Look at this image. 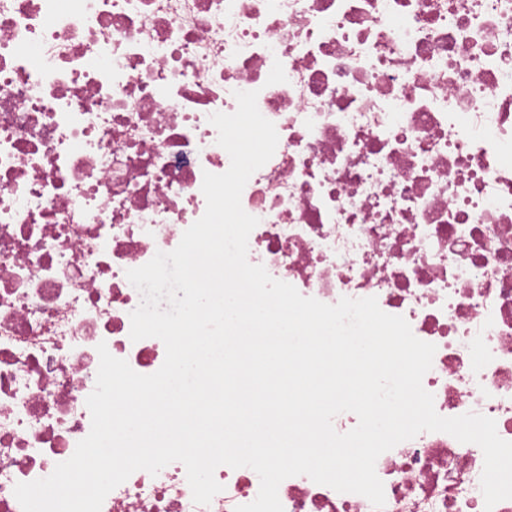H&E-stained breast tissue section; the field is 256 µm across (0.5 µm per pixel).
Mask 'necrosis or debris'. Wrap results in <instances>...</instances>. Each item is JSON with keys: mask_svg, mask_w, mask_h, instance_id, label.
I'll list each match as a JSON object with an SVG mask.
<instances>
[{"mask_svg": "<svg viewBox=\"0 0 512 512\" xmlns=\"http://www.w3.org/2000/svg\"><path fill=\"white\" fill-rule=\"evenodd\" d=\"M257 92L279 141L249 179L248 260L333 305L376 297L434 344L436 412L512 442V0H0V512L91 429L97 346L141 374L127 270L174 250L228 170L209 117ZM484 455L444 432L383 453L385 505L304 475L284 512H484ZM134 472L102 512H235Z\"/></svg>", "mask_w": 512, "mask_h": 512, "instance_id": "necrosis-or-debris-1", "label": "necrosis or debris"}]
</instances>
